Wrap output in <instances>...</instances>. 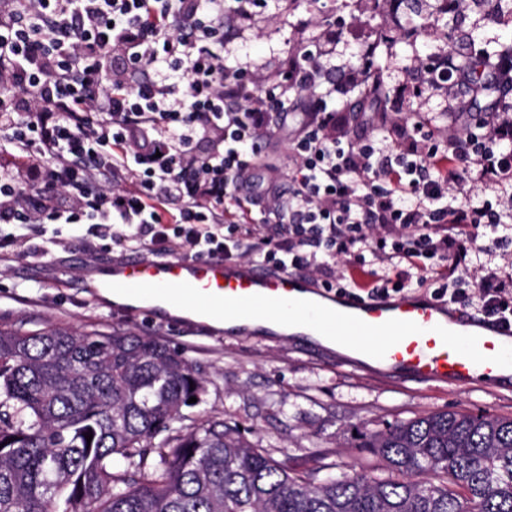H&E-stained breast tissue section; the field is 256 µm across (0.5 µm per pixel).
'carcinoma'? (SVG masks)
Masks as SVG:
<instances>
[{
    "label": "carcinoma",
    "instance_id": "cac0c4a2",
    "mask_svg": "<svg viewBox=\"0 0 512 512\" xmlns=\"http://www.w3.org/2000/svg\"><path fill=\"white\" fill-rule=\"evenodd\" d=\"M447 55L482 87L484 49L450 41ZM361 94L384 108L377 69ZM205 392L151 337L1 329L0 512H512V417L396 420L362 443L394 477L337 478L286 467L219 416L184 414ZM441 476L459 490L434 485Z\"/></svg>",
    "mask_w": 512,
    "mask_h": 512
}]
</instances>
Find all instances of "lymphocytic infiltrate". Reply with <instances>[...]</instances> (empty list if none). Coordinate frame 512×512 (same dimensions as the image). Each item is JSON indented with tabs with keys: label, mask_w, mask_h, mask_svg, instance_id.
Wrapping results in <instances>:
<instances>
[{
	"label": "lymphocytic infiltrate",
	"mask_w": 512,
	"mask_h": 512,
	"mask_svg": "<svg viewBox=\"0 0 512 512\" xmlns=\"http://www.w3.org/2000/svg\"><path fill=\"white\" fill-rule=\"evenodd\" d=\"M259 0H0V223L108 229L125 251L257 257L327 289L389 297L412 287L512 324V104L437 125L422 99L462 79L443 55L389 97L391 116L328 108L362 82L327 77L321 42L270 86L224 64V27ZM312 98L289 140L291 185L257 187L261 145Z\"/></svg>",
	"instance_id": "f902f5d3"
}]
</instances>
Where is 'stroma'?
I'll return each mask as SVG.
<instances>
[{"label":"stroma","instance_id":"35a3bbf8","mask_svg":"<svg viewBox=\"0 0 512 512\" xmlns=\"http://www.w3.org/2000/svg\"><path fill=\"white\" fill-rule=\"evenodd\" d=\"M438 0H267L254 26L225 29L224 62L250 59L267 74L281 71L294 52L307 48L325 20L343 24L330 76L343 81L357 65L361 50L377 31L387 32L374 65L386 85L413 87L414 59L445 50L438 31L415 36L425 20L435 18ZM464 40L495 51L512 42V20L491 21L482 11L446 17ZM83 224H51L45 236L0 253V328L34 330L47 324L75 329L97 326L152 336L193 362L205 380L203 407L238 425L254 445L294 468L321 462L336 475L365 469L377 477L387 472L363 435L407 420L444 411L512 417V389L481 384L441 387L416 379L390 377L345 365L333 351L300 338H272L253 333L216 332L196 323L164 324L136 312H117L94 296L84 283L109 266L120 250L111 240L98 241L96 253L82 243Z\"/></svg>","mask_w":512,"mask_h":512}]
</instances>
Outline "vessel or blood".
I'll use <instances>...</instances> for the list:
<instances>
[{
    "mask_svg": "<svg viewBox=\"0 0 512 512\" xmlns=\"http://www.w3.org/2000/svg\"><path fill=\"white\" fill-rule=\"evenodd\" d=\"M99 286L121 298L124 312H156L169 301L201 319L271 314L306 324L383 373L455 386L512 383V326L422 295H337L295 272L220 257L123 259L105 270Z\"/></svg>",
    "mask_w": 512,
    "mask_h": 512,
    "instance_id": "obj_1",
    "label": "vessel or blood"
}]
</instances>
